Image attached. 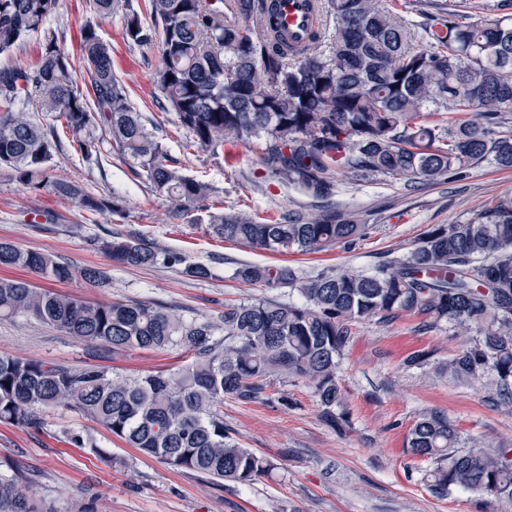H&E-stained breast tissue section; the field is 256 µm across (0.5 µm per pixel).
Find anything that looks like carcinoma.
I'll list each match as a JSON object with an SVG mask.
<instances>
[{
    "label": "carcinoma",
    "instance_id": "1",
    "mask_svg": "<svg viewBox=\"0 0 512 512\" xmlns=\"http://www.w3.org/2000/svg\"><path fill=\"white\" fill-rule=\"evenodd\" d=\"M59 0H0V54L44 34L40 60L0 66V165L32 191L46 190L91 213L122 210L120 200L56 178L51 162L64 125L71 153L84 162L103 150L135 163L133 172L189 217L213 188L186 176L147 128L126 85L112 69V44L90 18L79 28V64L46 28ZM89 14L122 12L124 40L159 42L155 82L160 107L173 112L188 147L214 156L224 144L256 140L264 170L326 198L334 179L436 181L487 160L512 169V22L495 12L512 0H489L472 22L453 12L422 28L427 50L382 0H309L319 25L299 46L281 21L280 0H87ZM329 49L322 50L327 27ZM209 232L227 241L278 251L313 253L350 247L369 225L327 209L313 218L261 222L221 210ZM101 250L126 266L184 264L182 255L119 233ZM0 267L31 271L55 282L79 276L99 286L105 272L78 270L50 255L0 240ZM247 284L287 287L300 300H258L224 306L216 318H187L162 305L78 299L0 278V319L24 315L114 352L186 354L174 370L135 377L98 368L69 369L0 356V422L35 426L36 412L63 407L91 418L110 435L178 472L241 485L275 465L224 429V398L265 400L267 379L302 381L323 420L348 423L339 384L340 361L359 321L406 313L447 322L477 336L435 370L456 380L493 376L499 400L512 405V199H502L462 224L436 225L402 260L370 272L336 269L304 277L286 265L243 264ZM412 455L431 462L424 474L440 497L477 493L512 512V445L464 443L448 416L426 410L406 437ZM0 512H46L15 479H0Z\"/></svg>",
    "mask_w": 512,
    "mask_h": 512
}]
</instances>
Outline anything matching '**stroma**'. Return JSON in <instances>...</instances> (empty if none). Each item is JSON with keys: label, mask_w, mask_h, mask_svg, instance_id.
<instances>
[{"label": "stroma", "mask_w": 512, "mask_h": 512, "mask_svg": "<svg viewBox=\"0 0 512 512\" xmlns=\"http://www.w3.org/2000/svg\"><path fill=\"white\" fill-rule=\"evenodd\" d=\"M85 0H60L48 26L59 47L79 54V26ZM111 41L116 75L135 106L158 130L168 155L184 173L210 184L227 210L256 219L278 220L291 213L319 215L324 206L355 213L368 224L356 245L301 254L269 251L225 241L200 223L175 217L164 197L135 180L129 160L103 155L88 164L62 150L53 159L54 175L122 201L123 213H89L47 191L25 189L11 168L0 166V239L46 253L74 267L104 269L109 283L93 288L83 281L56 283L33 277L36 286L60 290L88 301L113 299L159 303L182 315L212 318L225 304L291 298L286 288L238 280L243 263L287 265L313 276L336 267L369 271L379 261L402 259L435 224H460L497 199L512 196V170L483 161L464 179L393 182L378 178L357 183L339 178L334 194L320 201L268 177L252 143L225 145L223 153H185L173 113L163 111L155 72L162 63L159 46L124 41L120 13L99 18ZM119 232L203 263L211 276L197 279L182 266L126 267L112 263L100 249L102 239ZM473 334L442 323L425 326L405 314L385 322L354 323L340 363L339 378L349 423L325 425L310 388L272 378L264 401H224V427L244 447L273 459L268 477L248 485L214 484L192 473H178L159 460L140 455L94 421L64 408L44 409L39 426L0 423V479L23 475L48 512H78L93 502L95 512H495L480 496L455 491L436 496L424 473L427 462L413 456L406 436L418 414L436 409L448 415L463 437L512 444V407L497 403L486 382L437 378L432 363L452 358ZM426 351L430 365L407 366L413 352ZM0 356H21L72 369L101 367L124 375L165 370L185 361L183 350H131L80 342L59 329L26 317L0 320ZM93 439L103 455L77 448L71 434Z\"/></svg>", "instance_id": "stroma-1"}]
</instances>
